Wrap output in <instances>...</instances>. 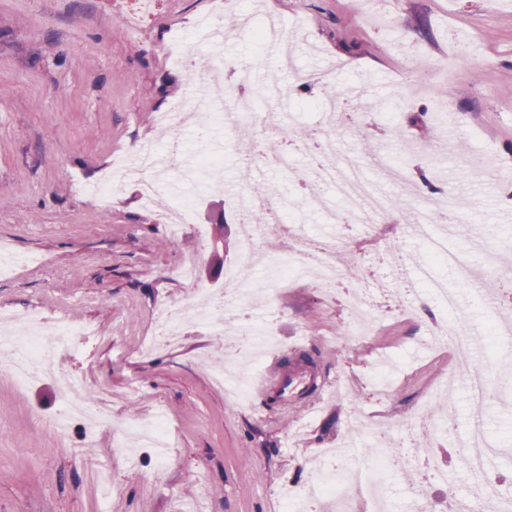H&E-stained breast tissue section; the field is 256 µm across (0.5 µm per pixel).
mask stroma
<instances>
[{
  "label": "stroma",
  "instance_id": "1",
  "mask_svg": "<svg viewBox=\"0 0 512 512\" xmlns=\"http://www.w3.org/2000/svg\"><path fill=\"white\" fill-rule=\"evenodd\" d=\"M243 12L256 27L277 19L309 80L300 87L280 74L288 109L276 126L263 129L244 116L213 132L208 148L223 154L224 190L201 194L177 234L161 219L181 190L169 179H161L150 209L135 177L122 178L118 197L85 195L82 185L113 172L114 160L142 143L174 144L184 158L198 152L190 131L169 138L155 116L184 96L186 73L201 57L229 52L251 70L229 69L211 82L214 100L224 101L230 87L258 86L268 46L252 34L190 49L179 66L160 49L176 30L193 40L200 16L228 22ZM364 80L373 94L362 118L337 115L335 141L324 146L319 100ZM295 127L288 171L243 162L246 150ZM446 133L457 140L460 162L436 147ZM324 147L350 156L387 197L406 195V211L374 228L325 223L322 211L303 203L312 152ZM508 168L512 0H149L144 7L138 0H0V246L28 259L0 268V316L64 314L93 330L62 342L57 363L26 386L13 383L11 355L0 350V512H176L197 501L205 512H283L286 494L313 478L319 449L343 442L355 420L363 461L372 458L370 429H388L399 442L404 465L389 470L385 486L395 512H410L415 499L451 512L474 481L457 455L473 409L459 397L450 428L434 424L445 416L437 392L455 356L417 348L447 319L439 301L400 311L407 291L392 289L369 335L339 343L334 335L349 321L340 299L312 275L280 287L270 273L286 268L287 256L259 249L251 311L267 314L284 371L311 370L328 382L301 408L285 407L275 392H252L232 405L212 372L234 361L222 354L223 337L198 320L186 324L174 348L150 341L164 307L191 303L198 287L224 295V271L241 261L236 196L270 186L282 200L279 223L298 221L309 235L342 243L353 260L343 277L361 284L427 256L429 243L413 237L408 217L440 209L442 197L429 185L455 180L466 219L439 223L436 232L499 303L480 300L453 266L439 263L432 272L457 293L479 331L512 323V278L498 277L489 264L512 246V210L499 194ZM423 174L428 183L420 182ZM190 258L192 284L178 274ZM399 351L405 357L379 396L378 361ZM507 360L492 346L474 357L495 390L485 430L498 450V493L512 497V376L499 375ZM74 378L85 383L82 400L111 391L110 426L92 430L77 418L67 432L53 428L65 408L63 386ZM159 415L169 433L167 460L143 448L130 469L129 421ZM424 448L438 454L453 487L416 477Z\"/></svg>",
  "mask_w": 512,
  "mask_h": 512
}]
</instances>
